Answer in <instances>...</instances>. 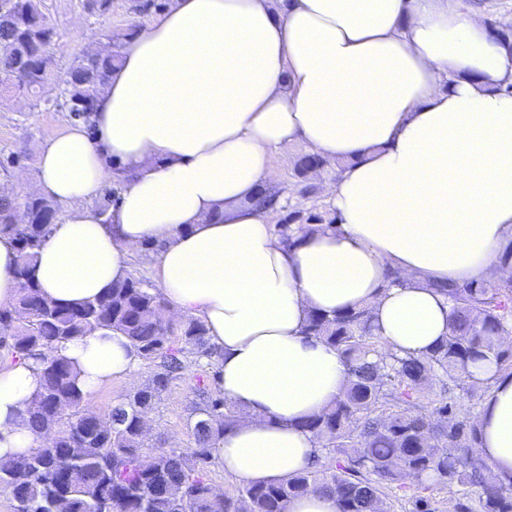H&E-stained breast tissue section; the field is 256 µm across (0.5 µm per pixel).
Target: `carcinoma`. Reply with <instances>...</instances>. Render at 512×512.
<instances>
[{"instance_id":"cac0c4a2","label":"carcinoma","mask_w":512,"mask_h":512,"mask_svg":"<svg viewBox=\"0 0 512 512\" xmlns=\"http://www.w3.org/2000/svg\"><path fill=\"white\" fill-rule=\"evenodd\" d=\"M56 37L43 0H0V83L36 107L52 77ZM119 57H75L53 107L90 117ZM57 222L53 201L31 197L20 204L0 193V234L11 235L18 252L17 293L0 307V350L40 366L41 391L26 410V423L49 437L45 447L0 467V489L11 495L14 512H287L291 499L310 490L335 496L339 512H388L387 491L428 478L466 496L475 493L473 506H459L463 512H512V476L484 478L477 425L460 404L488 389L475 369H512V348L501 342L512 335V241L501 257L500 281L441 287L451 301L448 336L423 356L387 351L365 308L310 314L304 334L335 347L347 366L332 405L301 422L336 470L312 468L267 485L244 481L218 493L206 466L240 410L199 389L202 403L190 423L196 448L189 452L148 449L140 427L185 355L213 357L204 324L188 318L173 327L161 294L133 275L80 304L48 301L34 262ZM105 328L158 367L147 385L112 407L107 426L87 410L71 362L46 353Z\"/></svg>"}]
</instances>
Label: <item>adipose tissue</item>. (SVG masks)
<instances>
[{
	"label": "adipose tissue",
	"instance_id": "adipose-tissue-1",
	"mask_svg": "<svg viewBox=\"0 0 512 512\" xmlns=\"http://www.w3.org/2000/svg\"><path fill=\"white\" fill-rule=\"evenodd\" d=\"M512 62L454 0H172L124 44L92 114L47 141L36 191L67 205L34 268L57 303L95 298L163 246L172 313L200 319L219 387L244 419L214 454L227 477L278 482L312 466L300 420L347 380L310 313L369 309L384 347L426 354L448 334L441 283L481 284L512 240ZM342 162L335 228L285 244L258 206L275 152ZM108 214L82 202L113 179ZM86 397L138 369L109 329L58 345ZM479 451L512 474V373L487 364ZM35 360L0 365V463L42 446L24 424Z\"/></svg>",
	"mask_w": 512,
	"mask_h": 512
}]
</instances>
